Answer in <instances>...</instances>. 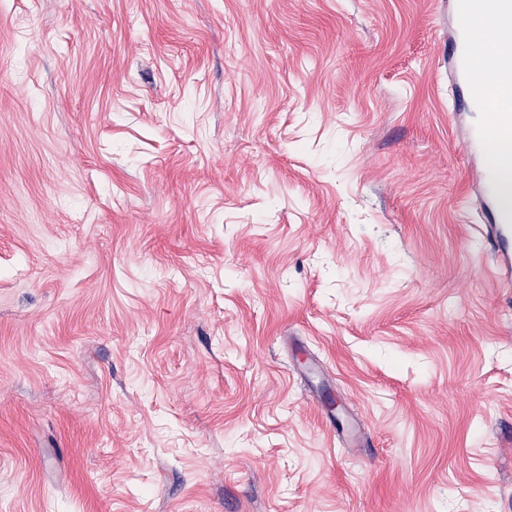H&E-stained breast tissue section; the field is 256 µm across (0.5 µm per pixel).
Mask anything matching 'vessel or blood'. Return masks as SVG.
Masks as SVG:
<instances>
[{
  "instance_id": "vessel-or-blood-1",
  "label": "vessel or blood",
  "mask_w": 512,
  "mask_h": 512,
  "mask_svg": "<svg viewBox=\"0 0 512 512\" xmlns=\"http://www.w3.org/2000/svg\"><path fill=\"white\" fill-rule=\"evenodd\" d=\"M457 20L456 36L469 42L472 0H453ZM512 22V0H486L483 26L497 33ZM451 66L458 96L465 109L481 112L478 125L466 140L469 152L485 151L493 145L512 146V42H502L490 64L478 69L463 53H451ZM477 182L491 202L481 229L494 259L495 272L502 281L512 279V210L504 208L490 171H480Z\"/></svg>"
}]
</instances>
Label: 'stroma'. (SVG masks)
<instances>
[{"label": "stroma", "instance_id": "stroma-1", "mask_svg": "<svg viewBox=\"0 0 512 512\" xmlns=\"http://www.w3.org/2000/svg\"><path fill=\"white\" fill-rule=\"evenodd\" d=\"M452 31L0 0V512H512Z\"/></svg>", "mask_w": 512, "mask_h": 512}]
</instances>
